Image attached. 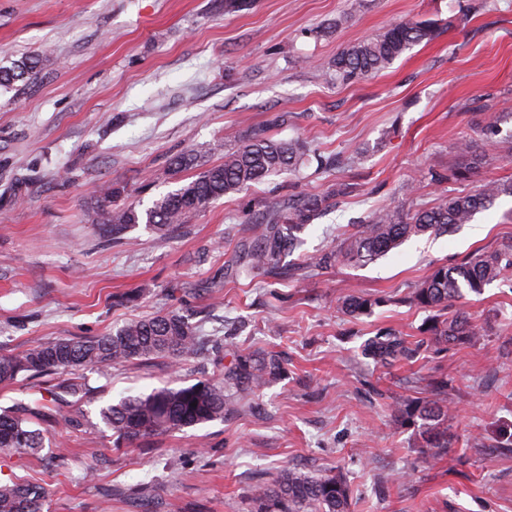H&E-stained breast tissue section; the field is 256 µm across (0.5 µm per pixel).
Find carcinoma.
Returning a JSON list of instances; mask_svg holds the SVG:
<instances>
[{"instance_id": "cac0c4a2", "label": "carcinoma", "mask_w": 512, "mask_h": 512, "mask_svg": "<svg viewBox=\"0 0 512 512\" xmlns=\"http://www.w3.org/2000/svg\"><path fill=\"white\" fill-rule=\"evenodd\" d=\"M436 35L437 29L430 21L402 20L337 53L331 69L343 80L370 76L387 69L414 45ZM39 63L37 57H24L8 69L0 67V86L33 78ZM455 150L471 158L470 163L454 172L458 180H467L477 165L488 161L475 140H462ZM309 152V146L299 139L273 140L257 134L225 153L222 162L203 168L191 181L142 213L133 205L116 204L124 188L115 184L102 188L97 203L103 223L111 226L114 240L143 222L169 234L215 199L260 184L271 175L298 170ZM198 163L196 154L180 152L173 155L170 165L185 171L198 167ZM354 189L353 183L337 182L322 192L290 193L265 202L262 212L250 221L249 235L241 240L230 276L249 278L258 271L280 275L289 267L286 258L301 244L300 233ZM502 196L512 197V182L491 179L474 194L450 197L435 207L405 216L397 211L376 210L340 245L315 258L312 266H364L413 236L450 233L457 226L470 223L477 213L491 208ZM511 270L512 242L489 251L477 250L459 264L436 267L408 296L411 303L432 312L420 332L439 347L475 341L481 332L471 315L459 307L450 317L448 308L468 293H481L487 284ZM379 303L377 298L353 296L347 300L346 310L352 315L369 314ZM201 345L198 326L190 315L168 311L131 320L104 336L59 339L35 345L19 356L0 355V384H11L20 376L33 379L50 372L63 374L49 391V397L33 404L18 402L0 411V450L35 455L43 448L40 425L82 424L71 412L87 394L78 371L136 360L147 362L157 357L179 362L196 356ZM423 346L422 340L412 346L385 329L365 340L361 354L385 366L399 358L416 356ZM286 374L285 361L278 354L233 352L220 382L198 381L178 389L161 388L147 395L126 397L101 409L100 416L117 435V444H128L147 436L222 420L227 414L249 409L257 391ZM421 390L424 397L396 404L393 416L402 425L418 428L424 441L420 463L426 467L448 454V378L432 377ZM43 498V488L31 480L0 482V512H42ZM349 506L350 489L342 475L314 476L288 471L252 494L248 512H349Z\"/></svg>"}]
</instances>
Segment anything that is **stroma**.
Segmentation results:
<instances>
[{
    "label": "stroma",
    "mask_w": 512,
    "mask_h": 512,
    "mask_svg": "<svg viewBox=\"0 0 512 512\" xmlns=\"http://www.w3.org/2000/svg\"><path fill=\"white\" fill-rule=\"evenodd\" d=\"M0 0V66L41 56L37 76L0 86V355L45 342L102 336L166 310L194 314L219 347L171 364L83 370L80 429H44L32 456L0 451V481L31 479L42 512H244L252 490L296 468L343 474L350 512H512V280L462 304L482 328L473 344L387 366L360 354L377 330L420 340L427 311L404 296L441 264L512 239V197L455 232L410 238L362 267L338 264L297 278L293 270L339 245L371 212L403 214L512 181V120L472 178L455 144L512 113V0ZM406 18L438 24L375 76L344 82L329 63L344 47ZM301 139L352 169L308 164L212 201L180 232L143 224L113 241L96 195L123 186L138 209L190 181L170 167L190 151L223 161L254 133ZM348 179L339 200L303 234L291 271L225 279L251 217L274 195L319 192ZM144 289L136 303L115 294ZM380 299L350 315L349 296ZM275 352L288 374L262 388L252 410L120 448L101 421L121 398L200 379L218 381L232 350ZM448 378L447 456L418 465L416 429L391 409L418 377ZM485 445L471 448L470 435ZM98 467L91 482L83 475ZM411 472L405 485L389 482Z\"/></svg>",
    "instance_id": "35a3bbf8"
}]
</instances>
